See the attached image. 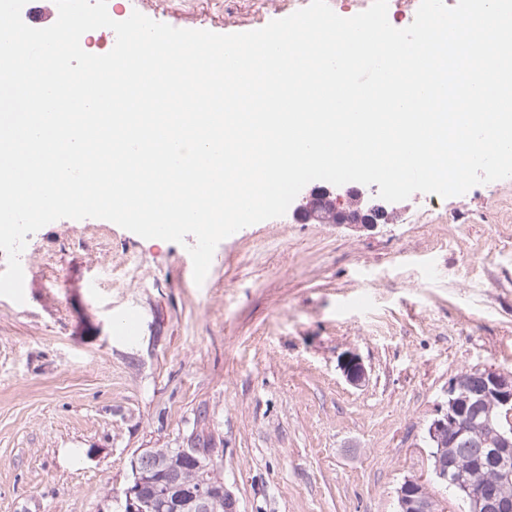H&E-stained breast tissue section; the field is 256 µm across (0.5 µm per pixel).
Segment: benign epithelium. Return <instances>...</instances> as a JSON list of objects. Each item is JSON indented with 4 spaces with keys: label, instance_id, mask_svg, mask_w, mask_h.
Segmentation results:
<instances>
[{
    "label": "benign epithelium",
    "instance_id": "benign-epithelium-1",
    "mask_svg": "<svg viewBox=\"0 0 512 512\" xmlns=\"http://www.w3.org/2000/svg\"><path fill=\"white\" fill-rule=\"evenodd\" d=\"M359 198L364 210L380 216L385 202L377 189H337L335 198L342 201L349 194ZM341 370L353 386L367 379L366 368L353 352L344 355ZM486 416L485 429L472 427V413ZM426 439L438 445L432 464L434 481L442 490L468 505V512H512V374L493 368L475 367L457 375L448 386L444 405L436 410L427 425ZM466 444L480 449L478 469L464 482L452 477L445 464V449ZM189 469H167L165 457L153 448H143L134 455L133 470L148 466L164 475L150 497L139 493V478L125 490L124 512H179L187 503L193 512H215L221 503L224 512H240L236 497L219 477V466L210 454L206 460L199 452L185 449ZM396 512H448L447 499L433 495L421 477H407L396 489Z\"/></svg>",
    "mask_w": 512,
    "mask_h": 512
}]
</instances>
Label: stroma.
<instances>
[{
  "label": "stroma",
  "instance_id": "1",
  "mask_svg": "<svg viewBox=\"0 0 512 512\" xmlns=\"http://www.w3.org/2000/svg\"><path fill=\"white\" fill-rule=\"evenodd\" d=\"M135 8L220 34L277 18L269 0ZM399 207L372 227H245L200 286L190 235L96 218L33 233L24 303L0 296V512H113L138 449L200 432L241 512H395L403 479L430 475L425 427L449 381L512 373V178ZM350 351L360 387L340 369ZM341 370L353 386H361L367 379L366 368L356 353L348 352L341 360Z\"/></svg>",
  "mask_w": 512,
  "mask_h": 512
}]
</instances>
